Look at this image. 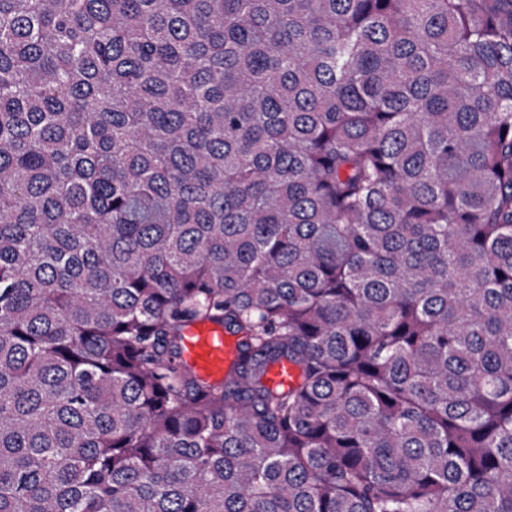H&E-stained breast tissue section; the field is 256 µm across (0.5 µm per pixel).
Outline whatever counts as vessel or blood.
I'll list each match as a JSON object with an SVG mask.
<instances>
[{
    "mask_svg": "<svg viewBox=\"0 0 512 512\" xmlns=\"http://www.w3.org/2000/svg\"><path fill=\"white\" fill-rule=\"evenodd\" d=\"M183 360L193 373L208 382L219 383L233 366L237 356V339L211 323L187 328L183 340ZM296 368L281 361L270 367L266 382L273 387H289L297 380Z\"/></svg>",
    "mask_w": 512,
    "mask_h": 512,
    "instance_id": "1",
    "label": "vessel or blood"
}]
</instances>
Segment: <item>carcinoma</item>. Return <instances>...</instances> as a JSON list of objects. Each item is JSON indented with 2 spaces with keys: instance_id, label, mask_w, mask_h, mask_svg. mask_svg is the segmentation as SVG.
I'll return each mask as SVG.
<instances>
[{
  "instance_id": "carcinoma-1",
  "label": "carcinoma",
  "mask_w": 512,
  "mask_h": 512,
  "mask_svg": "<svg viewBox=\"0 0 512 512\" xmlns=\"http://www.w3.org/2000/svg\"><path fill=\"white\" fill-rule=\"evenodd\" d=\"M0 512H512V0H0ZM182 347L184 362L197 377L209 383L222 382L237 356V338L211 323L187 328ZM297 377V369L284 360L270 367L266 375V382L271 387L288 388L296 382Z\"/></svg>"
}]
</instances>
